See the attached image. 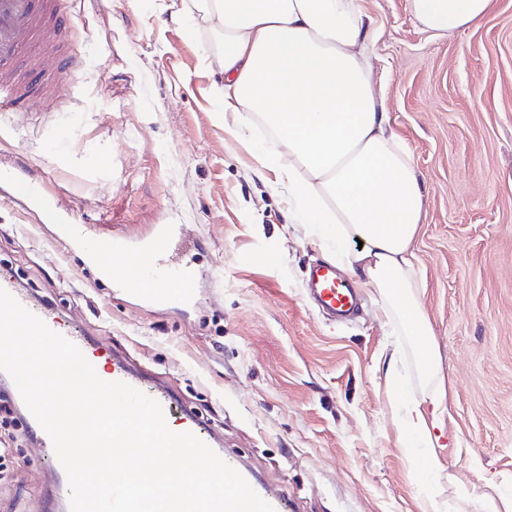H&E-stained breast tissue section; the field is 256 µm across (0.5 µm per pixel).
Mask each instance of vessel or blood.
I'll return each mask as SVG.
<instances>
[{"label": "vessel or blood", "instance_id": "b4317fda", "mask_svg": "<svg viewBox=\"0 0 512 512\" xmlns=\"http://www.w3.org/2000/svg\"><path fill=\"white\" fill-rule=\"evenodd\" d=\"M71 25V16L59 7L58 0H0V112L47 109L46 94L60 91L66 77L76 70L75 61L62 49ZM0 184L40 212L46 223L55 225L57 239L66 247L83 251L102 277L118 278L122 293L148 305H187L193 301L192 270L172 269L163 259L165 246L174 233L171 225H156L151 236L131 246L111 238L91 237L67 223L57 203L39 190L23 168H0ZM116 254L129 263L127 271L119 277L113 274L112 257ZM0 288L51 330L72 341L91 363L105 362V381L126 382L158 401L172 431L193 433L210 448H217L210 427L190 411L178 410L170 391L151 383L116 351L104 348L82 330L58 320L46 304L20 288L8 270H0ZM306 290L315 305L329 314L346 317L357 307L356 288L339 276L331 264L320 263L310 268ZM48 461L55 474L53 500L59 512H70L66 472L56 455H49Z\"/></svg>", "mask_w": 512, "mask_h": 512}]
</instances>
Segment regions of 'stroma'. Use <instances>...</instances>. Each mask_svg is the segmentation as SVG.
Segmentation results:
<instances>
[{
  "mask_svg": "<svg viewBox=\"0 0 512 512\" xmlns=\"http://www.w3.org/2000/svg\"><path fill=\"white\" fill-rule=\"evenodd\" d=\"M64 3L78 26L75 77L52 111L0 112V165L27 169L93 235L132 241L174 225L166 259L193 268L197 299L158 308L123 296L7 199L0 267L164 382L290 512H429L434 497L480 512L484 495L512 496V0L445 37L420 27L408 0H357L373 80L422 185L412 249L437 382L369 289L346 324L308 302L305 272L324 250L289 224L275 173L254 174L265 134L245 118L225 128L218 113L224 75L203 60L221 52L223 30L182 0ZM392 353L398 396L382 367ZM439 384L441 469L417 475L432 452L406 438L405 406ZM4 446L14 459L0 512H54L38 436L20 421L0 427Z\"/></svg>",
  "mask_w": 512,
  "mask_h": 512,
  "instance_id": "obj_1",
  "label": "stroma"
}]
</instances>
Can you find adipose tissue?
<instances>
[{
    "label": "adipose tissue",
    "mask_w": 512,
    "mask_h": 512,
    "mask_svg": "<svg viewBox=\"0 0 512 512\" xmlns=\"http://www.w3.org/2000/svg\"><path fill=\"white\" fill-rule=\"evenodd\" d=\"M440 34L477 24L495 0H408ZM223 28L217 57L221 114L249 113L273 138L260 151L288 189L291 223L330 242V262L373 289L394 333L410 337L425 376L438 371L431 328L415 294L412 242L422 188L407 145L392 129L367 64L369 27L355 0H195ZM444 396L409 402L411 432L438 447Z\"/></svg>",
    "instance_id": "ef3b65f1"
}]
</instances>
